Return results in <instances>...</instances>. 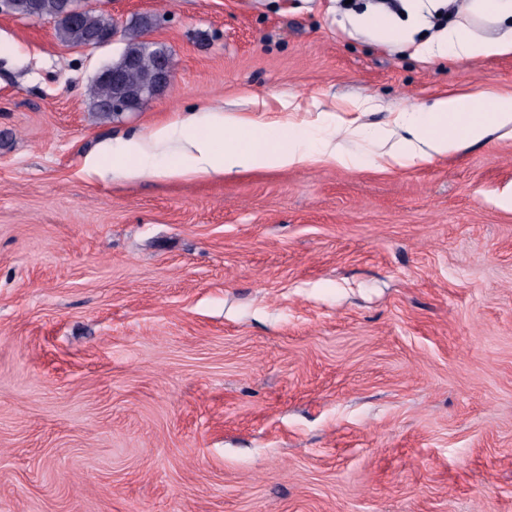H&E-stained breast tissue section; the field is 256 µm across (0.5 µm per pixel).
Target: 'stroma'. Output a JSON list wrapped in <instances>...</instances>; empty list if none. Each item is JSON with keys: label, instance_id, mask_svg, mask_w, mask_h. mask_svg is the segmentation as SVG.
Listing matches in <instances>:
<instances>
[{"label": "stroma", "instance_id": "obj_1", "mask_svg": "<svg viewBox=\"0 0 512 512\" xmlns=\"http://www.w3.org/2000/svg\"><path fill=\"white\" fill-rule=\"evenodd\" d=\"M176 66L104 120L122 40L0 13V512H512V133L428 162L83 172L202 103L375 128L512 54L421 57L385 0H83ZM356 19L361 25L370 28L381 40L396 42L413 41V30L394 17L379 15L366 10L363 14L357 16ZM107 75H112V79L97 76L89 86L88 94L97 112L103 118L110 119L117 115L114 111L122 113L129 110L131 103L125 96H120L112 101V98L115 97L112 81H118L119 74L116 71H112V74L109 73Z\"/></svg>", "mask_w": 512, "mask_h": 512}]
</instances>
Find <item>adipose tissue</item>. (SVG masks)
Returning a JSON list of instances; mask_svg holds the SVG:
<instances>
[{"label":"adipose tissue","instance_id":"1","mask_svg":"<svg viewBox=\"0 0 512 512\" xmlns=\"http://www.w3.org/2000/svg\"><path fill=\"white\" fill-rule=\"evenodd\" d=\"M466 10L495 26L497 36L479 34L469 22L457 21L427 45V53L450 52L470 59L512 53V0H468ZM196 113V119L156 127L149 137L103 145L86 156L84 172L116 171L132 180L147 174L166 180H207L240 170H283L311 162L346 167L356 162L330 134L320 137L312 148L307 131L290 122L256 128L209 105L198 107ZM395 123L393 131L367 132L356 127L347 129L346 135L372 141L392 165L428 161L482 143L493 131L511 127L512 94L445 95L430 111L399 114Z\"/></svg>","mask_w":512,"mask_h":512}]
</instances>
